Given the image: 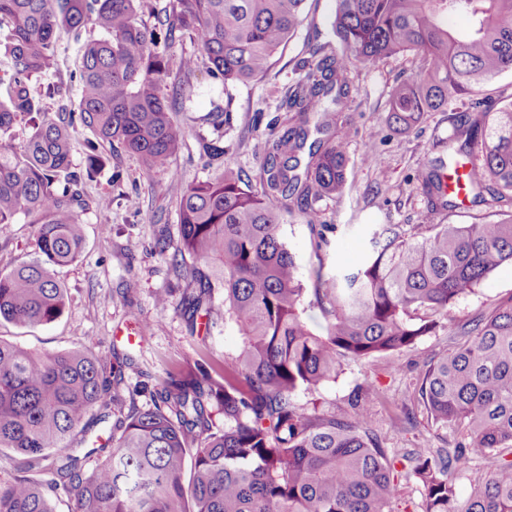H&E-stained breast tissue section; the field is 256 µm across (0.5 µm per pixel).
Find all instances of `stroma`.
I'll return each mask as SVG.
<instances>
[{
	"mask_svg": "<svg viewBox=\"0 0 512 512\" xmlns=\"http://www.w3.org/2000/svg\"><path fill=\"white\" fill-rule=\"evenodd\" d=\"M332 0H308L303 20L294 38L272 60L267 74L249 83L218 84L206 70L191 77L193 92L169 112L186 136L165 165L151 175L140 172L134 156L121 145L105 150V163L83 185L85 207L80 216L84 246L79 258L56 269L57 279L67 291L61 316L52 323L20 327L0 321V339L20 344L37 353H56L91 347L120 368L119 386L123 411L150 407L148 387L161 383L167 372L200 357L220 362L235 353L240 336L234 324H209L207 316L190 320L184 305L186 293L194 291L195 272L205 266L190 256L159 252L157 241L167 238L171 248L179 241V211L176 203L183 190L198 181L215 177L225 163L243 172L251 188L260 183V155L265 140L282 125L295 123L297 116L279 109L282 97L299 76L298 64L308 57L315 43L330 42L329 17ZM79 57V45L71 35L59 39L56 81L68 84L63 97L49 101L50 111L73 108L79 100L70 74ZM425 66L422 55L408 51L374 64L353 63L348 73L349 99L340 115L351 129L345 148L349 182L338 198H323L311 214L298 208L281 213L284 240L296 256L302 276L315 267L333 273L357 267L369 238L386 226L409 228L426 221L427 202L417 187L418 170L438 156L439 140L451 131L449 114L473 113V98L453 101L448 112H428L410 129L398 130L390 119L393 88ZM221 140L225 154L212 160L201 144ZM381 157L380 165L364 168L362 155ZM121 170L123 180L113 183L112 173ZM111 195L109 209H100L98 199ZM321 231H313V224ZM110 233H103V226ZM32 224L0 225V273L34 259ZM136 281L126 291L128 281ZM168 297L158 305L157 295ZM512 296V265L491 273L448 313L449 326L465 323L490 313ZM448 347L447 328L423 337L399 357H378L368 362L349 363L341 376L316 391L298 390L295 399L317 405L332 414L350 408L357 385L372 376L381 397L366 403L374 431L386 447H441L455 440L456 430L439 437L423 408L413 397L423 363ZM413 416L414 428L401 429L405 416Z\"/></svg>",
	"mask_w": 512,
	"mask_h": 512,
	"instance_id": "35a3bbf8",
	"label": "stroma"
}]
</instances>
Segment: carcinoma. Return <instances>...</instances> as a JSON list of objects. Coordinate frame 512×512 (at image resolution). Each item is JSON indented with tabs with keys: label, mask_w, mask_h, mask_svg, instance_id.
Masks as SVG:
<instances>
[{
	"label": "carcinoma",
	"mask_w": 512,
	"mask_h": 512,
	"mask_svg": "<svg viewBox=\"0 0 512 512\" xmlns=\"http://www.w3.org/2000/svg\"><path fill=\"white\" fill-rule=\"evenodd\" d=\"M333 2L340 51L315 45L303 61L304 77L280 105L298 124L266 140L261 190L246 188L242 171L226 163L178 203L177 251L210 266L224 286V323L238 327V351L222 368L198 362L167 373L152 407L118 417L106 442L87 452L97 464L86 473L73 443L94 409L119 405L105 358L90 347L38 354L0 340V448L21 456L20 475L0 482V512H56L59 488L73 495L70 512H394L396 451L357 404L379 399L375 382L358 384L345 414H320L294 395L336 381L350 362L415 346L441 327L452 304L512 264V101L485 98L479 116L453 117L448 159L417 174L427 214L443 217L457 207L445 165H468V197L502 208L498 221L388 226L374 233L359 268L327 275L318 267L308 290L281 235L280 209L294 199L310 211L348 182L349 132L345 125L331 132L329 116L345 106L350 60L424 56L425 70L391 95V118L408 128L512 69V0ZM305 6L169 0L151 23L141 18L147 0H0V55L9 69L0 77V224L22 218L38 226V258L0 274V320L31 327L63 312L66 290L53 267L76 261L83 244L76 145L88 176L104 164L100 146L115 142L151 174L185 137L169 118L168 83L183 91L202 66L226 86L261 78ZM457 16L472 22L468 33L449 27ZM87 28L97 35L81 48L78 105L54 115L46 101L63 94L62 83L33 82L57 71V33ZM186 38L202 55L175 50ZM83 129L96 139L79 140ZM211 279L197 277L198 295L185 298L190 318L211 314L202 308ZM312 306L324 317L318 330L305 318ZM448 336L414 397L437 430L456 427L461 439L402 457L424 512H512V297ZM216 414L224 415L222 429ZM474 463L487 475L459 503L448 474Z\"/></svg>",
	"instance_id": "obj_1"
}]
</instances>
